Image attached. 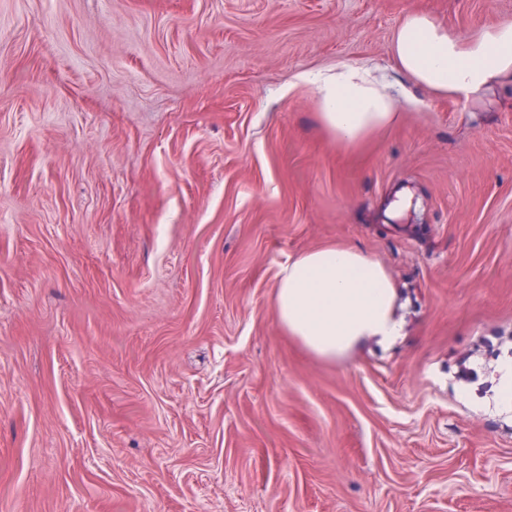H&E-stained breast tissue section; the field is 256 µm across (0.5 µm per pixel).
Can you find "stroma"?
Here are the masks:
<instances>
[{"mask_svg": "<svg viewBox=\"0 0 512 512\" xmlns=\"http://www.w3.org/2000/svg\"><path fill=\"white\" fill-rule=\"evenodd\" d=\"M410 10L512 21L0 0V512H512V414L484 402L512 347V93L415 89L343 147L297 79L390 72ZM330 245L391 276V348L324 360L279 325L280 269Z\"/></svg>", "mask_w": 512, "mask_h": 512, "instance_id": "1", "label": "stroma"}]
</instances>
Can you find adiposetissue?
<instances>
[{
  "label": "adipose tissue",
  "instance_id": "ef3b65f1",
  "mask_svg": "<svg viewBox=\"0 0 512 512\" xmlns=\"http://www.w3.org/2000/svg\"><path fill=\"white\" fill-rule=\"evenodd\" d=\"M391 59L404 85L365 66L299 74V81L314 87L317 117L337 144L357 145L390 126L410 86L466 101L477 112L491 110L512 89V22L459 37L430 14L411 10L393 33ZM397 297L382 263L353 247H326L299 254L282 268L274 309L288 335L333 360L368 342L394 345L404 329Z\"/></svg>",
  "mask_w": 512,
  "mask_h": 512
}]
</instances>
